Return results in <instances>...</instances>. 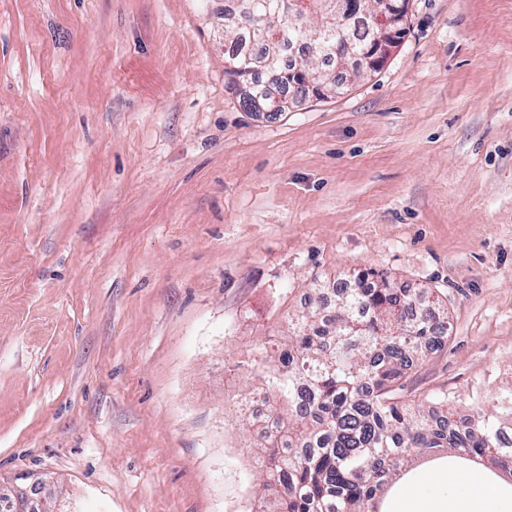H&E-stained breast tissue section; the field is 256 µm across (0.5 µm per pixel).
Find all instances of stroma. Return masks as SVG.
<instances>
[{"mask_svg":"<svg viewBox=\"0 0 512 512\" xmlns=\"http://www.w3.org/2000/svg\"><path fill=\"white\" fill-rule=\"evenodd\" d=\"M224 81V0H0V480L64 512H256L237 364L360 271L448 314L406 398L512 387V0L278 116Z\"/></svg>","mask_w":512,"mask_h":512,"instance_id":"stroma-1","label":"stroma"}]
</instances>
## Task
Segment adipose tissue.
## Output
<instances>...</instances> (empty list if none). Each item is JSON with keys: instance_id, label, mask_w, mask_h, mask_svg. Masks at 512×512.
Listing matches in <instances>:
<instances>
[{"instance_id": "adipose-tissue-1", "label": "adipose tissue", "mask_w": 512, "mask_h": 512, "mask_svg": "<svg viewBox=\"0 0 512 512\" xmlns=\"http://www.w3.org/2000/svg\"><path fill=\"white\" fill-rule=\"evenodd\" d=\"M439 491L409 486L393 512H512V496L480 469L455 465L437 471Z\"/></svg>"}]
</instances>
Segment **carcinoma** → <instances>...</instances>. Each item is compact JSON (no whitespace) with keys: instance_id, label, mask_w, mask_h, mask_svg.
<instances>
[{"instance_id":"1","label":"carcinoma","mask_w":512,"mask_h":512,"mask_svg":"<svg viewBox=\"0 0 512 512\" xmlns=\"http://www.w3.org/2000/svg\"><path fill=\"white\" fill-rule=\"evenodd\" d=\"M289 0H232L224 37L247 48L224 56L228 90L243 108L259 101L325 99L359 77L355 53L377 36L372 20L345 17L315 0L317 28L291 26ZM446 317L385 279L318 297L298 317L288 342L267 337L242 362L263 392L273 420L260 428L258 471L266 512H381L379 494L416 459L448 449L512 472V390L498 399L505 415L459 413L448 397L437 417L404 400L409 371L444 346Z\"/></svg>"}]
</instances>
